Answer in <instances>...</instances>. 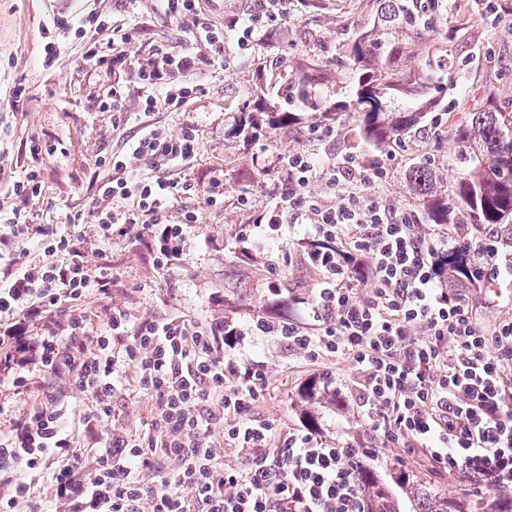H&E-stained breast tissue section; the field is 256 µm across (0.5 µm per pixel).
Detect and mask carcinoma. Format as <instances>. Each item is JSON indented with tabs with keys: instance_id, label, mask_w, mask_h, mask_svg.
Masks as SVG:
<instances>
[{
	"instance_id": "cac0c4a2",
	"label": "carcinoma",
	"mask_w": 512,
	"mask_h": 512,
	"mask_svg": "<svg viewBox=\"0 0 512 512\" xmlns=\"http://www.w3.org/2000/svg\"><path fill=\"white\" fill-rule=\"evenodd\" d=\"M373 4L379 26L345 40L342 63L348 94L325 108V115L357 113L361 139L382 150L412 131L429 134L443 126L441 116L428 126L422 113L394 106L399 94L425 99L440 90L430 76L421 82L396 72V61L414 45L399 40L396 33L427 31L451 41L457 30L448 27L443 0H373ZM320 70L316 63L311 73L278 85L277 97L296 107H317L313 89ZM484 92L481 102L455 122L458 173L449 186L441 185L437 166L429 158L411 163L404 180L429 223L446 224L470 236L493 229L508 251L512 250V92L499 78L485 82ZM444 268L453 281L460 272L471 270V260L450 252ZM356 474L371 512H512V490L507 488L493 497L467 499L453 497L405 468H392L386 479L366 466L358 467Z\"/></svg>"
}]
</instances>
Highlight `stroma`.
I'll return each instance as SVG.
<instances>
[{
    "instance_id": "1",
    "label": "stroma",
    "mask_w": 512,
    "mask_h": 512,
    "mask_svg": "<svg viewBox=\"0 0 512 512\" xmlns=\"http://www.w3.org/2000/svg\"><path fill=\"white\" fill-rule=\"evenodd\" d=\"M445 7L449 22L459 28L456 39L447 42L423 36L412 53L401 57L398 69L404 76L419 78L426 73V59L448 58L452 69L441 82L440 106L464 112L483 95L474 79L476 71L487 73L499 65L512 70V0H445ZM92 11L111 16L117 24L135 25L136 38L126 47L132 61L148 58L158 44L186 47L192 39V21L169 19L160 0H0V204L8 210L19 207V200L7 192L8 182L28 166L29 145L36 141L54 150L42 167V220L64 223L67 213L96 203L92 183L97 159L121 151L127 136L149 124L172 134L192 129L198 155L185 167L158 172L144 168V176L158 174L201 189L220 177L224 200L212 207L197 197L179 201L172 218L180 219L184 209L194 208L198 221L186 230L182 255L162 270L133 235L116 232L107 242L97 226H83L86 260L95 272L111 277L112 285L107 297L92 295L73 303L75 313L86 315L98 333L105 331V313L113 306L139 320L166 317L190 325L221 322L244 334L259 318L274 327L307 321L302 300L319 275L302 258L304 245L289 246L276 281L280 289L275 292L265 254L242 250L236 236L284 185L288 154L304 152L333 162L351 153L364 162L373 150L358 137L356 113L335 118L304 112L299 123L279 129L269 125L266 114L244 113L242 102L257 95L262 61L276 58L284 59L286 77L307 72L312 63H323L317 89L320 101L344 98L347 76L337 57L352 29L371 21L372 0H300L287 13L276 15L265 13L260 0H234L223 16L203 11L201 22L224 34V65L185 74L186 83L199 87L195 98L179 111L151 118L138 110L142 89L130 68L117 77L125 87L124 112L102 111V96L113 80L84 67L81 41L63 40L55 65L42 67L43 30L52 28L57 17ZM248 15L253 16L255 27L249 39L241 26ZM21 82L30 87L33 97L12 102V89ZM317 127L331 129V136L315 137ZM457 151L449 130L437 138L403 136L379 158L387 172L385 195L420 211L419 201L404 181V169L412 159L427 156L435 160L441 180L451 182L457 171ZM261 358L268 390L253 415L277 421L285 429L305 426L299 392L306 383L329 378L344 384L356 377L353 364L345 359L312 360L270 336ZM136 377L134 369H127L126 385L117 400L120 414L114 422L115 428L133 434L143 432L153 409ZM311 410L318 422L316 432L327 443H353L364 435L361 414L351 400L335 406L325 398ZM397 461L450 494L466 493L458 478L436 474L425 453L405 457L399 443L381 449L370 463L384 475Z\"/></svg>"
}]
</instances>
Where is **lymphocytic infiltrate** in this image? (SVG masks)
Returning a JSON list of instances; mask_svg holds the SVG:
<instances>
[{
    "mask_svg": "<svg viewBox=\"0 0 512 512\" xmlns=\"http://www.w3.org/2000/svg\"><path fill=\"white\" fill-rule=\"evenodd\" d=\"M54 27L42 46L47 68L61 40L75 38L85 42V65L109 73L125 61L134 38L133 27L94 13L57 18ZM193 36L195 52L162 43L138 64L146 90L139 111H179L197 91L183 82L184 73L223 64V37L203 23ZM196 152L192 130L171 136L145 126L124 152L101 160L109 174L96 182L98 205L71 213V230L62 234L35 220L50 151L30 145V162L11 187L23 206L12 210L7 224L14 238L42 242L55 260L19 264L0 285V364L15 393L61 377L87 397L91 407L79 422L95 433L99 452L85 465L68 425L71 406L44 390L39 406L0 435V473L10 475L0 512H14L20 501L30 512H58L61 503L70 512H370L356 466L373 448L395 442L404 443L408 455L425 451L441 473L479 487L512 488V318L481 326L469 288L449 287L438 264L451 251L473 254L480 282L508 300L512 254L498 255L489 235L474 239L444 228L417 234L414 213L384 195L383 171L368 170L351 155L322 170L309 155H289L284 191L237 238L266 254L272 270L295 232L312 240L304 259L322 274L306 300L314 325L288 322L278 334L310 358L336 356L356 366L352 396L373 446H330L313 433L254 419L266 373L243 349L226 347L220 323L189 332L164 319L132 321L115 307L107 312L105 334L92 336L86 319L72 317L66 335L50 330L40 337L33 364L15 360L11 316L62 314L71 302L109 292L110 278L84 261L80 226L98 225L108 241L114 225H140L138 240L161 267L182 254L196 211L170 222V183L133 172L144 165L184 166ZM317 178L341 195L340 206L310 195L307 186ZM349 229L348 250H336ZM363 286L370 289L364 297L358 293ZM129 367L153 401L148 433H100L116 417L114 400ZM217 419L224 422L219 437L212 432ZM224 446L236 449L234 459L224 458ZM167 460L176 469L165 470ZM39 473L54 486L55 500H36L27 477Z\"/></svg>",
    "mask_w": 512,
    "mask_h": 512,
    "instance_id": "f902f5d3",
    "label": "lymphocytic infiltrate"
}]
</instances>
